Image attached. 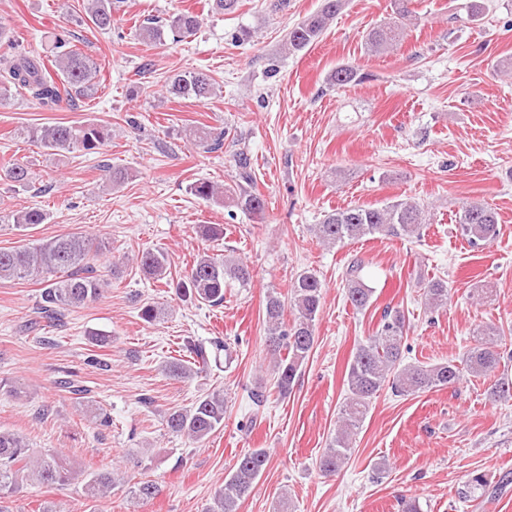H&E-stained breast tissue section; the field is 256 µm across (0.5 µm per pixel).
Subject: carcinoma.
<instances>
[{
  "instance_id": "carcinoma-1",
  "label": "carcinoma",
  "mask_w": 512,
  "mask_h": 512,
  "mask_svg": "<svg viewBox=\"0 0 512 512\" xmlns=\"http://www.w3.org/2000/svg\"><path fill=\"white\" fill-rule=\"evenodd\" d=\"M410 0H398L396 16L373 29L366 38V49L372 55H384L403 45L406 37L402 19L409 14ZM122 0H87L88 19L97 28L112 26L113 13ZM346 5V0H323L319 10L294 24L286 34L285 49L300 51L317 42L330 21ZM201 25V16L184 9L167 23L153 18L139 25V36L147 43L164 40L165 31L180 40L194 34ZM53 62L61 75L56 83L46 72L41 58L22 53L0 54V105L17 97L32 100L42 107L52 108L66 94L73 102L93 100L98 93L100 68L83 52L67 46L59 34L53 36ZM366 74L355 65H341L327 78L328 84L338 89L361 82ZM170 92L178 97L203 101L213 92L211 77L203 71L176 74L170 81ZM195 141L207 150L223 146L225 133L207 127L193 131ZM27 137L42 148L57 154L83 151L99 154L112 142V129L99 123L82 125L55 124L35 127ZM106 185L117 188L128 179L127 170L110 164L100 165ZM235 186L224 188L208 180L191 184L190 192L199 199L223 206H231L260 219L264 218L265 200L252 190L254 182L248 157L239 155L236 161ZM4 179L19 184L30 183L29 168L19 162L0 168ZM428 206L411 200H392L380 206L351 205L324 215L313 226L318 241L336 246L359 241L365 237H392L410 239L421 237L428 223ZM48 219V213L33 207L0 215V228L9 227L25 232ZM460 235L473 248H483L499 235L497 212L483 204L466 203L456 213ZM108 248V243L82 232H72L47 240L28 241L10 249H0V281L37 278L43 284L36 304V314L48 325L59 324L65 312L95 302L102 297L105 283L93 265L94 257ZM143 274L151 279L174 285L176 292L208 306L224 303V288L237 282L246 285L252 278L249 266L241 260L200 254L189 270L174 278L168 253L148 250L137 256ZM364 265L355 260L342 276L347 300L358 311L364 312L374 303L375 288L365 281ZM425 305L438 309L448 301V282L433 278L424 285ZM323 300V285L315 273L305 271L291 285L287 298L272 291L265 302L267 324L266 345L273 356L276 389L286 396L293 389L303 364L315 344V321ZM294 314L293 322L286 323V309ZM406 315L398 306H386L380 315L375 334L359 343L347 365L346 394L339 407L340 428L319 459V468L326 474L336 472L350 457L353 437L362 426L373 399L387 386L396 396H411L430 390L453 387L469 377L487 376L501 362L495 336L499 331L486 327L476 334L475 344L461 362L448 360L437 363L402 364ZM226 347L223 339L215 337L208 342L187 340L186 358H175L166 365V373L174 379H187L208 367L214 350ZM493 400L512 397V379L499 378L488 388ZM224 391L214 390L197 400L190 409H173L166 415L169 432L203 442L224 424ZM269 452L257 448L243 455L235 470L224 478L204 509V512H238L241 502L250 496L256 481L269 463ZM83 482L86 497L108 496L116 479L110 472H85L76 468L61 454L30 453L23 436L0 428V500L11 497L27 486H68ZM131 493L142 501L154 499L160 493L153 480L139 481Z\"/></svg>"
}]
</instances>
